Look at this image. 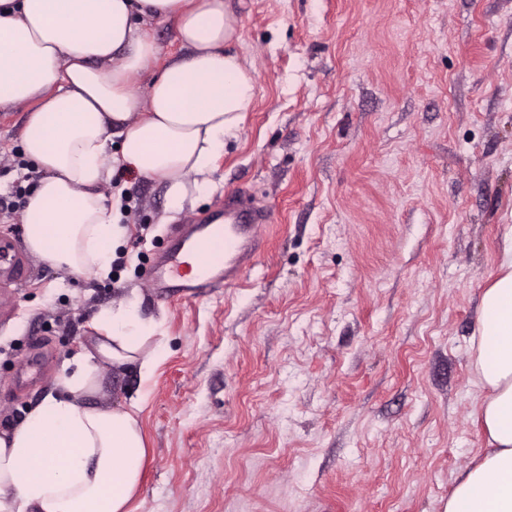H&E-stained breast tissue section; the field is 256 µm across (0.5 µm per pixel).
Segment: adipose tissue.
Returning a JSON list of instances; mask_svg holds the SVG:
<instances>
[{
    "label": "adipose tissue",
    "mask_w": 512,
    "mask_h": 512,
    "mask_svg": "<svg viewBox=\"0 0 512 512\" xmlns=\"http://www.w3.org/2000/svg\"><path fill=\"white\" fill-rule=\"evenodd\" d=\"M148 18L174 21L187 53L141 95L133 82L157 56ZM239 38L226 0H0V109L28 106L23 148L43 173L22 216L31 254L108 275L127 234L101 192L117 170L165 181L176 210L209 192L224 136L255 96L251 72L227 50ZM94 327L93 350L0 433V512H129L146 462L140 403L105 409L92 398L103 365L152 377L159 325L128 300L101 310ZM474 373L486 450L444 512H512V226L481 296Z\"/></svg>",
    "instance_id": "adipose-tissue-1"
}]
</instances>
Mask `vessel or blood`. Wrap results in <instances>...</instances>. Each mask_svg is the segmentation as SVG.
<instances>
[{
	"label": "vessel or blood",
	"instance_id": "vessel-or-blood-1",
	"mask_svg": "<svg viewBox=\"0 0 512 512\" xmlns=\"http://www.w3.org/2000/svg\"><path fill=\"white\" fill-rule=\"evenodd\" d=\"M269 221L266 209L235 196L206 220L176 225L171 247L152 266L155 294L187 299L237 283L255 265Z\"/></svg>",
	"mask_w": 512,
	"mask_h": 512
}]
</instances>
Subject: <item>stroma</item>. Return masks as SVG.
I'll return each instance as SVG.
<instances>
[{
    "instance_id": "stroma-1",
    "label": "stroma",
    "mask_w": 512,
    "mask_h": 512,
    "mask_svg": "<svg viewBox=\"0 0 512 512\" xmlns=\"http://www.w3.org/2000/svg\"><path fill=\"white\" fill-rule=\"evenodd\" d=\"M253 105L205 196L120 172L127 239L105 277L32 255L0 209V431L138 298L160 322L149 381L94 399L137 418L133 512H444L479 459L471 342L512 225V0H229ZM24 108L0 110V196L36 188ZM265 207L261 254L193 300L150 286L172 225L231 192Z\"/></svg>"
}]
</instances>
